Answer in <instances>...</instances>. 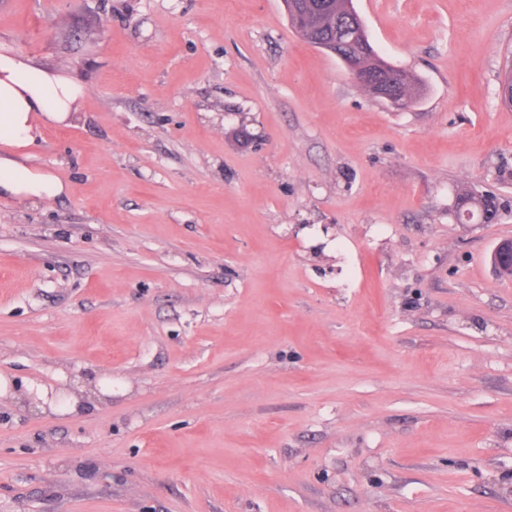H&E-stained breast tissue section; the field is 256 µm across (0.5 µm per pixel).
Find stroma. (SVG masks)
<instances>
[{
    "instance_id": "35a3bbf8",
    "label": "stroma",
    "mask_w": 512,
    "mask_h": 512,
    "mask_svg": "<svg viewBox=\"0 0 512 512\" xmlns=\"http://www.w3.org/2000/svg\"><path fill=\"white\" fill-rule=\"evenodd\" d=\"M353 4L408 107L282 0H0L84 88L68 194L0 197V375L58 408L0 395V512H512V0ZM378 95L388 101L394 107H406L411 103L404 93H402L403 85L397 84L395 80L388 79L386 82L377 83ZM367 91L374 94L377 98V88L374 86L366 87ZM458 207H462L471 214V220L474 217L481 219L483 216L485 223H491L496 219L498 205L496 198L487 194H480L467 187H461L457 193ZM490 260L496 275L512 279V238L500 240L493 249Z\"/></svg>"
}]
</instances>
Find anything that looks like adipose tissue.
I'll use <instances>...</instances> for the list:
<instances>
[{
  "label": "adipose tissue",
  "mask_w": 512,
  "mask_h": 512,
  "mask_svg": "<svg viewBox=\"0 0 512 512\" xmlns=\"http://www.w3.org/2000/svg\"><path fill=\"white\" fill-rule=\"evenodd\" d=\"M83 88L68 77L33 68L20 58L0 54V194L43 202L67 193L52 174L27 165V150L40 124L70 123L78 118Z\"/></svg>",
  "instance_id": "obj_1"
}]
</instances>
